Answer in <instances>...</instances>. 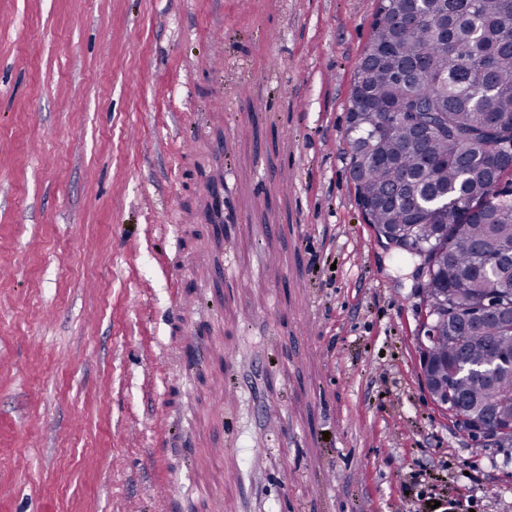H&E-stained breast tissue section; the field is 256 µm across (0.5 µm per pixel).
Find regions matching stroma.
<instances>
[{
	"instance_id": "stroma-1",
	"label": "stroma",
	"mask_w": 512,
	"mask_h": 512,
	"mask_svg": "<svg viewBox=\"0 0 512 512\" xmlns=\"http://www.w3.org/2000/svg\"><path fill=\"white\" fill-rule=\"evenodd\" d=\"M379 0H0V512H512L368 224Z\"/></svg>"
}]
</instances>
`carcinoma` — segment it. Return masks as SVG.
<instances>
[{"mask_svg": "<svg viewBox=\"0 0 512 512\" xmlns=\"http://www.w3.org/2000/svg\"><path fill=\"white\" fill-rule=\"evenodd\" d=\"M390 56L362 59L348 130L359 206L401 249L426 253L427 297L439 305L429 338L430 382L449 387L469 414L484 417L500 445H512V165L487 157L512 141V0H380L371 45ZM423 101L448 137L418 139L397 113ZM380 135L365 149L363 139ZM498 308L484 310L489 291Z\"/></svg>", "mask_w": 512, "mask_h": 512, "instance_id": "obj_1", "label": "carcinoma"}]
</instances>
